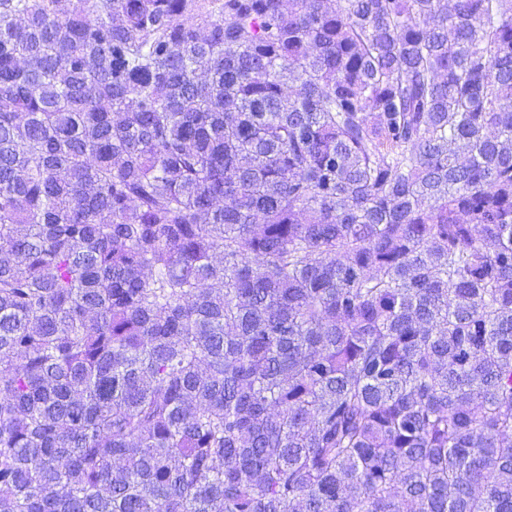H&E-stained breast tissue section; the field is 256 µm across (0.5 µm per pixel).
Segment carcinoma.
I'll return each instance as SVG.
<instances>
[{
    "label": "carcinoma",
    "instance_id": "1",
    "mask_svg": "<svg viewBox=\"0 0 512 512\" xmlns=\"http://www.w3.org/2000/svg\"><path fill=\"white\" fill-rule=\"evenodd\" d=\"M0 512H512V0H0Z\"/></svg>",
    "mask_w": 512,
    "mask_h": 512
}]
</instances>
